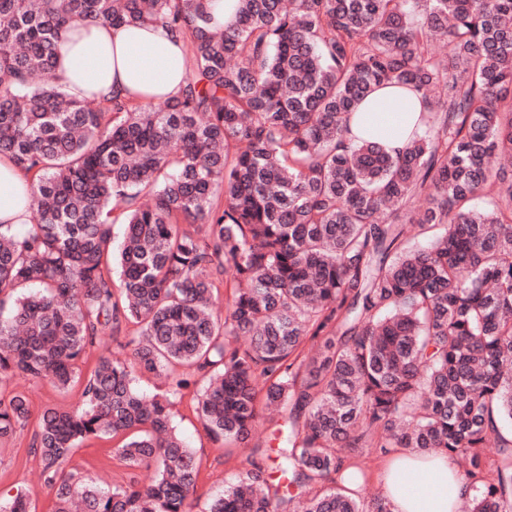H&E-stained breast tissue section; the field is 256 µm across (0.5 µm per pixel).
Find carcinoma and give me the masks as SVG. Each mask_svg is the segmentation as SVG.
Instances as JSON below:
<instances>
[{"label": "carcinoma", "mask_w": 512, "mask_h": 512, "mask_svg": "<svg viewBox=\"0 0 512 512\" xmlns=\"http://www.w3.org/2000/svg\"><path fill=\"white\" fill-rule=\"evenodd\" d=\"M76 19L183 32L185 84L71 97L56 55ZM385 83L428 104L406 149L343 145ZM0 154L33 175L28 229L0 224V385L66 389L105 330L138 327L131 362L100 357L81 404L39 414L54 512H190L200 466L171 409L193 385L210 438L252 447L205 512H392L346 493L367 478L342 448L462 455L468 512H512V0H240L229 29L204 0H0ZM174 363L197 378L136 387ZM269 409L274 456L252 442ZM31 416L0 396V447ZM91 436L153 481L66 470Z\"/></svg>", "instance_id": "1"}]
</instances>
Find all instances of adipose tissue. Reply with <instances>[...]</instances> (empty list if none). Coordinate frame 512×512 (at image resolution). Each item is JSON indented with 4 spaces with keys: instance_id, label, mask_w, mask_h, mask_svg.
Listing matches in <instances>:
<instances>
[{
    "instance_id": "1",
    "label": "adipose tissue",
    "mask_w": 512,
    "mask_h": 512,
    "mask_svg": "<svg viewBox=\"0 0 512 512\" xmlns=\"http://www.w3.org/2000/svg\"><path fill=\"white\" fill-rule=\"evenodd\" d=\"M57 77L75 98L133 95L172 97L189 69L183 34L164 25L102 26L75 21L57 49ZM424 105L419 92L391 85L371 92L352 112L348 143L370 141L388 152L404 149ZM30 173L0 155V223L24 224L30 214ZM393 512H455L468 480L451 455L404 448L384 459L377 475Z\"/></svg>"
}]
</instances>
